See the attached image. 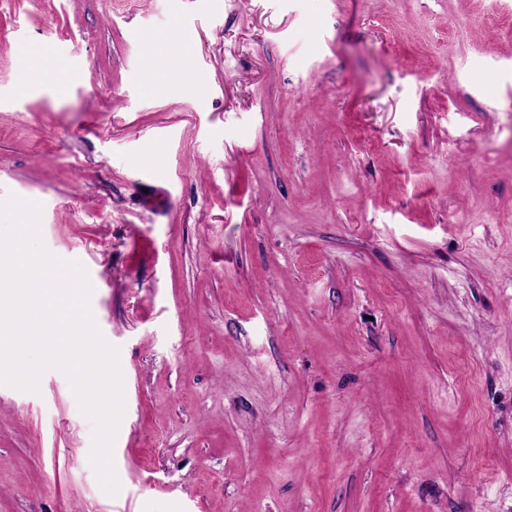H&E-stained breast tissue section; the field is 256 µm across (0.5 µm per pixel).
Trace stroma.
<instances>
[{"label": "stroma", "mask_w": 512, "mask_h": 512, "mask_svg": "<svg viewBox=\"0 0 512 512\" xmlns=\"http://www.w3.org/2000/svg\"><path fill=\"white\" fill-rule=\"evenodd\" d=\"M10 193L125 413L0 385V512H512V0H0ZM53 66L54 62L49 57L38 52L31 53L25 67L24 85L28 88L40 85Z\"/></svg>", "instance_id": "35a3bbf8"}]
</instances>
